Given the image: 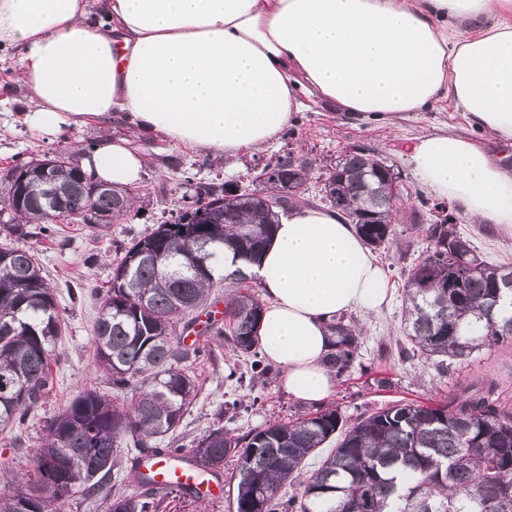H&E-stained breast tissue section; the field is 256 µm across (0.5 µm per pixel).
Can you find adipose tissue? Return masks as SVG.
Wrapping results in <instances>:
<instances>
[{"mask_svg": "<svg viewBox=\"0 0 512 512\" xmlns=\"http://www.w3.org/2000/svg\"><path fill=\"white\" fill-rule=\"evenodd\" d=\"M0 47L29 90L24 123L52 139L120 115L139 130L233 161L318 97L361 119L423 112L442 99L512 143V0H0ZM408 159L440 197L512 233V169L451 132L414 140ZM84 171L115 186L142 162L107 139ZM259 345L296 400L332 393L331 319L378 312L387 275L353 225L297 208L259 263Z\"/></svg>", "mask_w": 512, "mask_h": 512, "instance_id": "adipose-tissue-1", "label": "adipose tissue"}]
</instances>
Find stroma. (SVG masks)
Wrapping results in <instances>:
<instances>
[{
  "instance_id": "1",
  "label": "stroma",
  "mask_w": 512,
  "mask_h": 512,
  "mask_svg": "<svg viewBox=\"0 0 512 512\" xmlns=\"http://www.w3.org/2000/svg\"><path fill=\"white\" fill-rule=\"evenodd\" d=\"M16 60L0 51V176L16 164L42 157L44 153L74 154L77 147L105 137H123L138 151L143 162L142 180L134 185L140 216L129 224L113 225L105 235L93 233L84 224H65L60 230V243L42 241L34 246L44 274L56 291L62 332L52 357L56 383L41 408L14 429L0 431V487L8 485L26 471L34 448L44 437L45 419L68 405L83 389L94 388L113 395L104 374L97 368L91 341L92 329L100 304L108 288L112 269L132 237L151 232L177 212L183 199L192 195L199 180L233 182L248 188L256 172L268 162L287 152L316 160L318 167L335 162L346 147L359 144L392 165L401 177V208L419 207L432 193L417 178L406 158L408 146L419 136L440 127L466 137L478 132L466 113L456 111L449 100L438 101L424 112H405L389 121L356 120L323 102L307 98L294 122L272 143L239 154L233 166L222 159L201 154L196 149L169 140L143 135L120 122L94 120L86 125L63 130L55 139L46 140L28 128L21 114L26 109L27 88L15 78ZM450 211L458 226L488 262H512V236L495 224H482L468 219L462 203L449 201ZM427 246L424 232L402 233L399 242L373 251L374 260L387 274L390 301L380 312H349L363 330L360 356L350 372L337 380L331 395L342 414L349 419L395 400H418L441 403L459 395L462 385L479 386L485 377L499 381L500 401L512 407V346L495 347L452 366L447 376H439L424 359L400 360L397 353L382 354V345L402 336L403 277L401 272ZM235 356L227 346L212 341L209 357L198 360L193 372L198 396L189 407L176 433L184 443L217 422L229 386L225 380ZM263 401L253 399L249 389L236 395L249 402L230 425L242 433L260 429L275 421L288 420L299 406L269 377L263 390ZM234 467L226 461L221 480L211 493L197 499H174L172 512H230L227 479Z\"/></svg>"
}]
</instances>
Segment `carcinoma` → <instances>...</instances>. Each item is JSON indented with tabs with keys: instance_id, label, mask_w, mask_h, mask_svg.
I'll list each match as a JSON object with an SVG mask.
<instances>
[{
	"instance_id": "obj_1",
	"label": "carcinoma",
	"mask_w": 512,
	"mask_h": 512,
	"mask_svg": "<svg viewBox=\"0 0 512 512\" xmlns=\"http://www.w3.org/2000/svg\"><path fill=\"white\" fill-rule=\"evenodd\" d=\"M299 158L277 157L267 194L288 187ZM384 159L367 148L347 151L336 162L339 205L326 188L319 201L355 225L365 245L379 250L396 238L400 198L376 170ZM26 180L3 179L0 207L11 218L6 234L55 240L52 215H81L89 228L108 232L134 211L126 188L97 190L94 181L67 170L61 194L40 186L41 160L16 165ZM198 207L178 211L171 223L131 239L112 270L110 286L93 329L96 361L112 388L130 394L118 406L95 390L77 395L45 420L43 445L18 480L0 489V512H64L74 499L91 500L124 481L117 448L134 450L130 471L138 489L117 494L109 512H164L174 490L157 488L140 470L141 458L185 454L173 434L197 397L190 365L210 354L208 341L184 344L217 281L214 261L233 251L255 261L266 248L279 216L301 195L281 197L269 208L242 197L224 218V185L198 181ZM426 255L404 272L403 342L398 356L421 355L437 371L483 349L512 344V297L499 291L512 264L484 260L455 224H430ZM224 326L209 331L238 357L250 379H268L271 368L257 349L262 302L247 278L226 276ZM501 298H496V295ZM335 336L327 364L341 377L355 364L361 332L345 317L330 324ZM60 335L53 286L30 247H0V428L21 424L54 389L51 368ZM327 448V455H321ZM320 457L317 466L307 460ZM235 459L230 483L234 512H512V409L499 401L497 382L464 389L452 402L385 403L354 420L329 404L299 411L286 422L260 430L211 428L192 441L187 461L218 474ZM292 490L281 492L284 485Z\"/></svg>"
}]
</instances>
